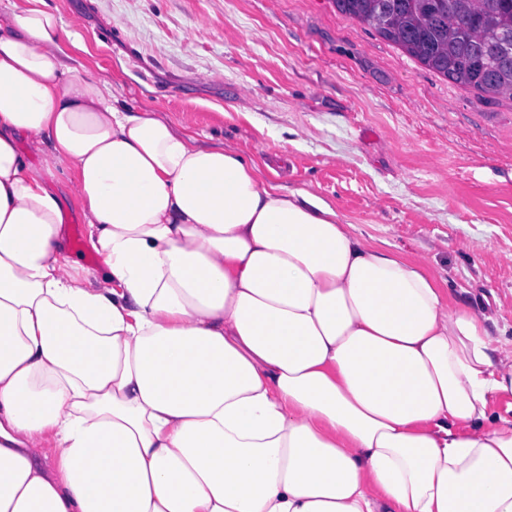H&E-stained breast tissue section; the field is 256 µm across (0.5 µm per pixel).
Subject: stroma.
Here are the masks:
<instances>
[{"instance_id":"obj_1","label":"stroma","mask_w":512,"mask_h":512,"mask_svg":"<svg viewBox=\"0 0 512 512\" xmlns=\"http://www.w3.org/2000/svg\"><path fill=\"white\" fill-rule=\"evenodd\" d=\"M129 110L189 122L424 261L512 351V97L406 56L332 0H46Z\"/></svg>"}]
</instances>
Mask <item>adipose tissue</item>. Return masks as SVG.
Instances as JSON below:
<instances>
[{
    "label": "adipose tissue",
    "instance_id": "adipose-tissue-1",
    "mask_svg": "<svg viewBox=\"0 0 512 512\" xmlns=\"http://www.w3.org/2000/svg\"><path fill=\"white\" fill-rule=\"evenodd\" d=\"M64 34L45 0L0 12V512H512L488 316L312 189L128 111ZM64 211L65 224L63 225V233L67 240L69 252L75 259L81 262L85 269H88L91 272L100 273L102 269V261L90 247L86 227L81 219L79 205L75 198L69 196L64 201ZM74 227H78L80 230V235L83 240V245L81 247H77L73 243L72 229Z\"/></svg>",
    "mask_w": 512,
    "mask_h": 512
}]
</instances>
